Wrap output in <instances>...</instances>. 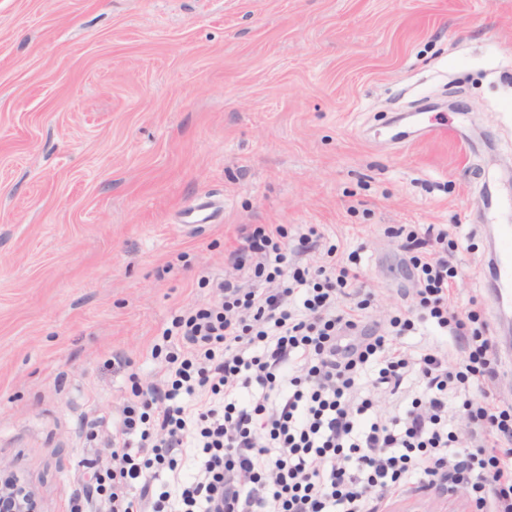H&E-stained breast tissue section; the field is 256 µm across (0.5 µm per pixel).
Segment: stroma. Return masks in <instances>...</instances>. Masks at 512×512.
Segmentation results:
<instances>
[{
	"instance_id": "35a3bbf8",
	"label": "stroma",
	"mask_w": 512,
	"mask_h": 512,
	"mask_svg": "<svg viewBox=\"0 0 512 512\" xmlns=\"http://www.w3.org/2000/svg\"><path fill=\"white\" fill-rule=\"evenodd\" d=\"M206 195L214 223L184 226ZM243 224L358 251L382 312L411 303L387 228L448 226L450 301L503 336L512 0H0V466L43 512ZM493 276L502 300L512 297V225L501 224L500 243L493 255Z\"/></svg>"
}]
</instances>
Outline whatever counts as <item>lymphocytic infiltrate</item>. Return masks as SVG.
Listing matches in <instances>:
<instances>
[{"instance_id": "1", "label": "lymphocytic infiltrate", "mask_w": 512, "mask_h": 512, "mask_svg": "<svg viewBox=\"0 0 512 512\" xmlns=\"http://www.w3.org/2000/svg\"><path fill=\"white\" fill-rule=\"evenodd\" d=\"M284 236L239 228L211 303L165 331L162 381L123 404L103 473L70 512H386L431 490L512 512V407L491 398L488 325L448 303L459 271L447 230L406 233L417 316L386 321L370 313L356 254L336 260L313 226ZM321 250L329 263L312 264ZM419 320L452 348L412 354L402 338ZM454 349L465 357L452 366ZM410 380L402 415L383 413L380 398Z\"/></svg>"}]
</instances>
